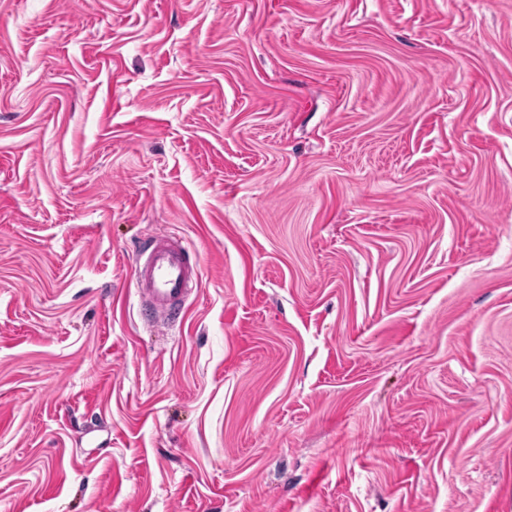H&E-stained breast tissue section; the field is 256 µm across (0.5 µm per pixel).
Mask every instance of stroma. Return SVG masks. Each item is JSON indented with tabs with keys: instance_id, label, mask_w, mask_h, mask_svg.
Listing matches in <instances>:
<instances>
[{
	"instance_id": "35a3bbf8",
	"label": "stroma",
	"mask_w": 512,
	"mask_h": 512,
	"mask_svg": "<svg viewBox=\"0 0 512 512\" xmlns=\"http://www.w3.org/2000/svg\"><path fill=\"white\" fill-rule=\"evenodd\" d=\"M0 512H512V0H0ZM139 293L152 314L168 324L179 319L182 302L191 293L195 268L176 237L149 236L143 252L134 260Z\"/></svg>"
}]
</instances>
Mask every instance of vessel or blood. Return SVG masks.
I'll use <instances>...</instances> for the list:
<instances>
[{"label":"vessel or blood","instance_id":"vessel-or-blood-1","mask_svg":"<svg viewBox=\"0 0 512 512\" xmlns=\"http://www.w3.org/2000/svg\"><path fill=\"white\" fill-rule=\"evenodd\" d=\"M139 293L152 314L170 319L182 317V302L190 294L195 268L181 241L151 236L134 260Z\"/></svg>","mask_w":512,"mask_h":512}]
</instances>
